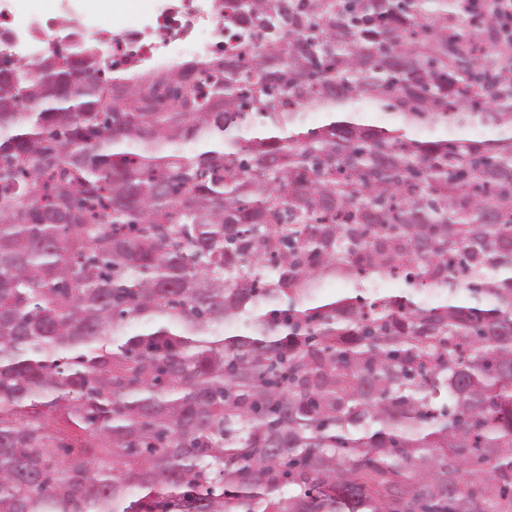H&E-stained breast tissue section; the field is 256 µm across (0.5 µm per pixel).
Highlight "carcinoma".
<instances>
[{"mask_svg":"<svg viewBox=\"0 0 512 512\" xmlns=\"http://www.w3.org/2000/svg\"><path fill=\"white\" fill-rule=\"evenodd\" d=\"M223 2L206 60L0 66V512H512V49Z\"/></svg>","mask_w":512,"mask_h":512,"instance_id":"cac0c4a2","label":"carcinoma"}]
</instances>
